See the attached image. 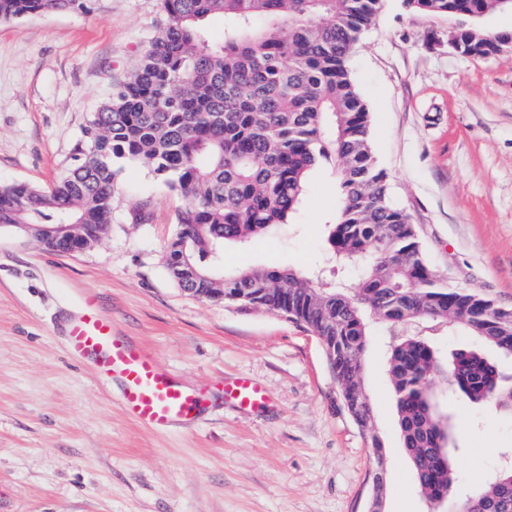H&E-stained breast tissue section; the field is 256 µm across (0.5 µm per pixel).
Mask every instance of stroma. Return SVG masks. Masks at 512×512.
<instances>
[{
  "mask_svg": "<svg viewBox=\"0 0 512 512\" xmlns=\"http://www.w3.org/2000/svg\"><path fill=\"white\" fill-rule=\"evenodd\" d=\"M162 19L160 0H89L0 22V187L49 188L67 172L91 113ZM466 24L383 0L349 66L391 200L429 264L512 307V54L454 52L448 38ZM337 200L333 166L316 169L296 224L226 245L225 270L319 264ZM182 205L130 163L114 183L112 230L90 249L51 252L0 227V512H362L373 457L318 339L280 315L182 291L164 260ZM89 294L115 335L202 397L191 424L145 428L69 357L66 325ZM386 356L375 332L366 383L391 458L385 512H429L400 445ZM241 375L266 390L265 406L225 400V380ZM448 413L473 493L512 449V414L464 400Z\"/></svg>",
  "mask_w": 512,
  "mask_h": 512,
  "instance_id": "35a3bbf8",
  "label": "stroma"
}]
</instances>
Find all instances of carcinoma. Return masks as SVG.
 Segmentation results:
<instances>
[{
  "instance_id": "obj_1",
  "label": "carcinoma",
  "mask_w": 512,
  "mask_h": 512,
  "mask_svg": "<svg viewBox=\"0 0 512 512\" xmlns=\"http://www.w3.org/2000/svg\"><path fill=\"white\" fill-rule=\"evenodd\" d=\"M88 0H0V21L81 11ZM383 0H161L163 25L112 98L93 113L87 149L49 190L0 188V225L28 224L52 245L51 229L73 225L86 249L112 225L113 184L126 163L142 166L183 207L165 257L185 254L195 288H222L224 301L276 313L336 345L339 399L366 435L373 459L387 457L374 429L364 355L374 330L389 336L386 373L401 448L416 492L432 500L460 476L448 417L433 384L512 414V324L501 306L450 285L423 255L416 225L389 199V176L372 152L370 113L350 56L377 21ZM433 15L463 17L458 40L477 57L511 32L480 23L511 9L504 0H409ZM224 18L214 42L208 22ZM336 168L339 204L326 225L325 261L359 270L357 283L290 268L224 271V245L272 234L297 213L310 172ZM463 332L473 344L441 354L437 338ZM486 512L512 502V465L470 496Z\"/></svg>"
}]
</instances>
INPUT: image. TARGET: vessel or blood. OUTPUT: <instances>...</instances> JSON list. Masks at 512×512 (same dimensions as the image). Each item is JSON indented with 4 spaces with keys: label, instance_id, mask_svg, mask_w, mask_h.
Segmentation results:
<instances>
[{
    "label": "vessel or blood",
    "instance_id": "1",
    "mask_svg": "<svg viewBox=\"0 0 512 512\" xmlns=\"http://www.w3.org/2000/svg\"><path fill=\"white\" fill-rule=\"evenodd\" d=\"M65 342L70 357L92 359L101 380L118 384L121 405L137 422L162 430L192 420L199 395L173 380L140 346L114 335L111 317L101 312L94 296L85 297L68 323ZM224 395L246 409L267 401L264 389L245 377L225 381Z\"/></svg>",
    "mask_w": 512,
    "mask_h": 512
}]
</instances>
